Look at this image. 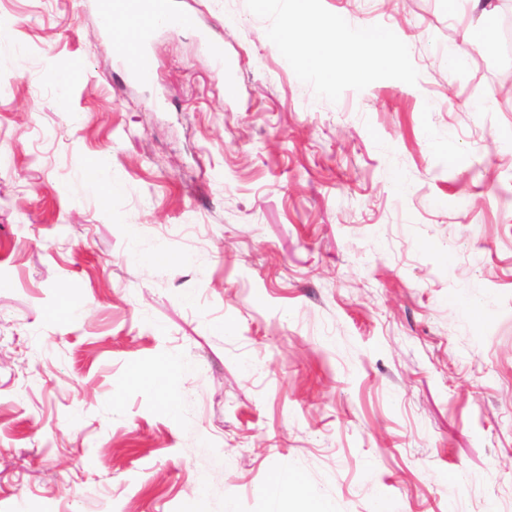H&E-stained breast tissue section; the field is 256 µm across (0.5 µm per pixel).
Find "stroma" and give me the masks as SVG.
Here are the masks:
<instances>
[{
    "mask_svg": "<svg viewBox=\"0 0 512 512\" xmlns=\"http://www.w3.org/2000/svg\"><path fill=\"white\" fill-rule=\"evenodd\" d=\"M98 4L0 0V512H512L502 0H172L147 82ZM339 43L353 56V65L360 67L364 64L362 58L357 56V51L370 48L373 59H378L377 51L383 48L388 58H397L403 48L395 39L393 34L388 30H380L375 32L353 24H344L338 28ZM303 69L311 79L322 85L335 87L336 72L331 67L330 60L325 51L319 50L306 56L303 62Z\"/></svg>",
    "mask_w": 512,
    "mask_h": 512,
    "instance_id": "stroma-1",
    "label": "stroma"
}]
</instances>
